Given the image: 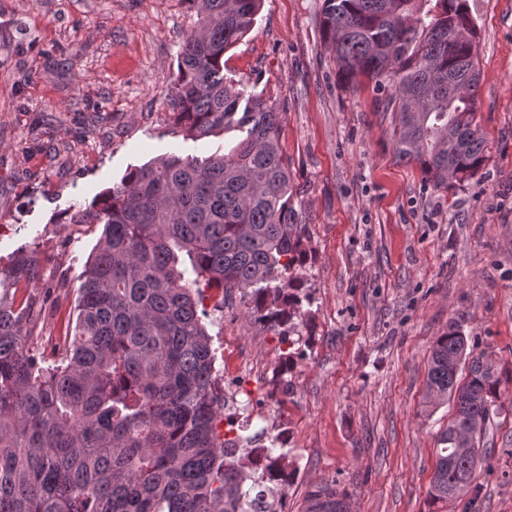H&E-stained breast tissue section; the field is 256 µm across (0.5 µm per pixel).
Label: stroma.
Returning <instances> with one entry per match:
<instances>
[{
	"label": "stroma",
	"instance_id": "35a3bbf8",
	"mask_svg": "<svg viewBox=\"0 0 512 512\" xmlns=\"http://www.w3.org/2000/svg\"><path fill=\"white\" fill-rule=\"evenodd\" d=\"M321 0H262L225 72L275 100L302 216V322L256 320L233 291L205 320L224 391L248 434L284 439L288 512L323 480L350 512H512V384L479 448L471 506L432 504L438 432L424 404L429 350L449 325L512 369V0H469L487 161L453 192L396 160L373 81L342 82L318 24ZM196 22L189 0H0V271L39 262L16 302L41 307L27 349L51 354L75 323L97 224H67L130 168L165 154L229 151L235 134H178L165 94ZM283 401L269 396L283 349ZM40 273L37 262L28 256H18L11 261L9 280L13 285L25 280L34 284L39 280Z\"/></svg>",
	"mask_w": 512,
	"mask_h": 512
}]
</instances>
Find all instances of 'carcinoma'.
<instances>
[{"instance_id": "cac0c4a2", "label": "carcinoma", "mask_w": 512, "mask_h": 512, "mask_svg": "<svg viewBox=\"0 0 512 512\" xmlns=\"http://www.w3.org/2000/svg\"><path fill=\"white\" fill-rule=\"evenodd\" d=\"M468 0H322L319 25L338 74L389 91L397 160L416 163L449 192L486 160L476 121L480 81ZM167 91L174 125L201 140L237 131L224 154L169 153L130 169L70 224H101L78 289L74 335L37 356L23 346L31 307L0 280V512H276L292 473L279 437L260 444L221 432L224 387L215 371L206 300L251 290L258 320L303 316L302 223L280 131L284 113L224 73V55L252 27L262 0H190ZM28 256L9 280L34 284ZM451 324L428 358L425 405L451 400L438 439L432 503L474 486L476 447L512 377L493 352L467 351ZM468 363L465 381L458 379ZM286 355L274 391H288ZM304 512H348L336 481L307 491Z\"/></svg>"}]
</instances>
